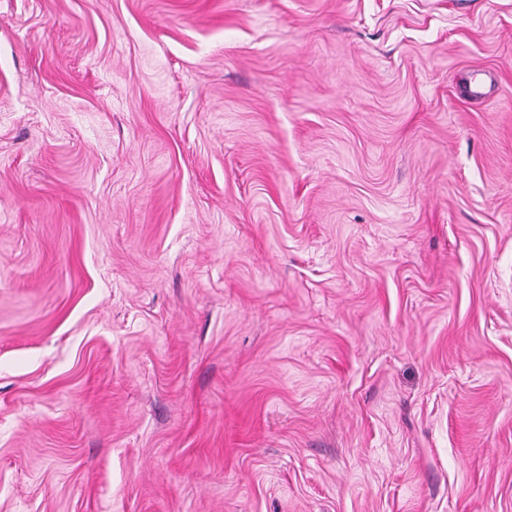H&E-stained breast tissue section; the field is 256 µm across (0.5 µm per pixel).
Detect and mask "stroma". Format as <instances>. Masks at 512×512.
I'll return each mask as SVG.
<instances>
[{"label": "stroma", "mask_w": 512, "mask_h": 512, "mask_svg": "<svg viewBox=\"0 0 512 512\" xmlns=\"http://www.w3.org/2000/svg\"><path fill=\"white\" fill-rule=\"evenodd\" d=\"M0 512H512V0H0Z\"/></svg>", "instance_id": "1"}]
</instances>
